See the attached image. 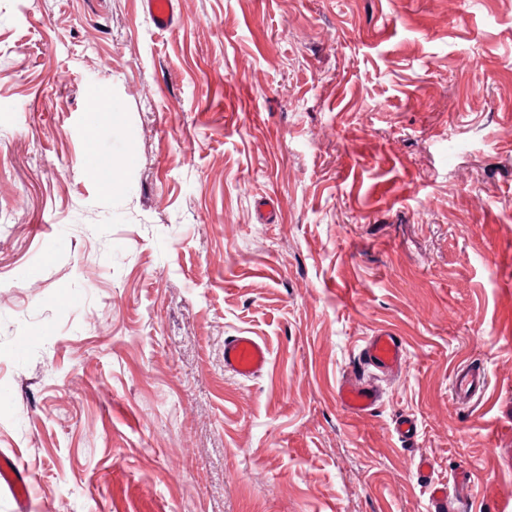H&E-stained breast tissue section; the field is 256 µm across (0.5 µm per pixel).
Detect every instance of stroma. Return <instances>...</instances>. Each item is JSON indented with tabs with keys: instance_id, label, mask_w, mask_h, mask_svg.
Wrapping results in <instances>:
<instances>
[{
	"instance_id": "1",
	"label": "stroma",
	"mask_w": 512,
	"mask_h": 512,
	"mask_svg": "<svg viewBox=\"0 0 512 512\" xmlns=\"http://www.w3.org/2000/svg\"><path fill=\"white\" fill-rule=\"evenodd\" d=\"M380 330L406 364L353 418ZM508 448L512 0H178L164 31L0 0V454L34 484L0 512H512ZM269 349L265 342L248 334L224 339V371L240 379L262 374L269 363ZM487 382V372L480 364L465 361L454 368L450 386L454 398L469 404L483 393ZM342 409L350 416L362 417L377 409L381 394L377 387L364 380H345L337 390Z\"/></svg>"
}]
</instances>
